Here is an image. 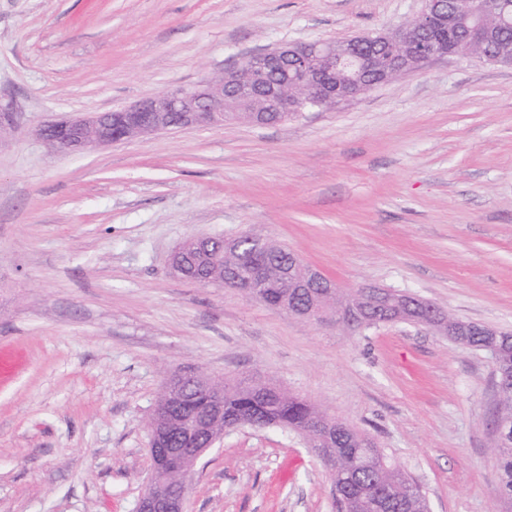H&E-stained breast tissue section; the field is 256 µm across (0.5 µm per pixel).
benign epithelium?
<instances>
[{
	"instance_id": "benign-epithelium-1",
	"label": "benign epithelium",
	"mask_w": 512,
	"mask_h": 512,
	"mask_svg": "<svg viewBox=\"0 0 512 512\" xmlns=\"http://www.w3.org/2000/svg\"><path fill=\"white\" fill-rule=\"evenodd\" d=\"M455 26L448 12V0H425L422 11L410 22L386 33L356 35L346 41L284 43L260 55L245 58L237 67L214 77H205L190 87L154 94L120 110L47 123L36 135L58 152L71 153L92 147L129 141L159 132L193 130L224 121V113L235 119L261 124L259 112H298L303 104H339L352 100L401 75L419 70L431 62L456 56L452 37L442 36ZM304 88V97H288V85ZM293 287L306 288L318 283L325 288L321 298L308 310L288 307L268 291L283 279V274H263L259 281L230 279L225 287L234 288L254 298L276 313L323 321L347 327H364L370 312L385 301L390 307L388 322L428 325L438 333L453 338L464 335L436 304L393 289L363 287L353 303L330 306L337 285L320 271L299 266ZM224 419V410L214 405L201 422L204 429L214 420ZM226 420V419H224ZM240 422L226 420L224 429ZM151 438L152 472L160 481L149 483L137 506V512H185L187 483L174 485L169 476L176 473L188 479L204 453L192 445L171 448L167 445V425L163 411L154 408L148 424ZM336 432L332 418L316 419L301 431L310 449L320 458L329 459L330 449L322 441Z\"/></svg>"
}]
</instances>
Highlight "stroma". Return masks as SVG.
Returning <instances> with one entry per match:
<instances>
[{"mask_svg": "<svg viewBox=\"0 0 512 512\" xmlns=\"http://www.w3.org/2000/svg\"><path fill=\"white\" fill-rule=\"evenodd\" d=\"M424 0H0V512H136L167 378L287 387L375 440L431 512H498L496 375L422 324L357 331L172 276L186 239L288 246L339 288L512 332V65L453 57L330 110L83 153L48 122L128 107ZM186 512H344L296 432L240 427Z\"/></svg>", "mask_w": 512, "mask_h": 512, "instance_id": "stroma-1", "label": "stroma"}]
</instances>
